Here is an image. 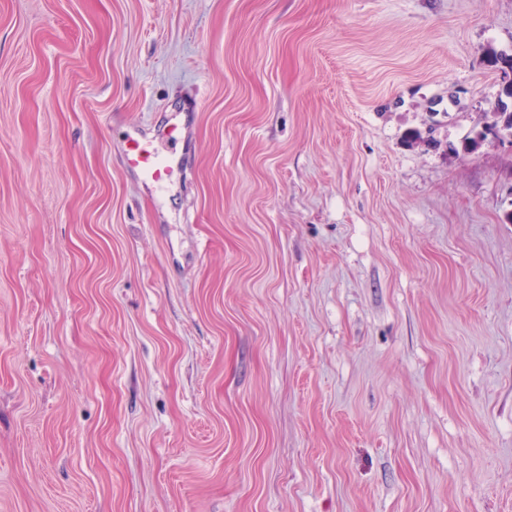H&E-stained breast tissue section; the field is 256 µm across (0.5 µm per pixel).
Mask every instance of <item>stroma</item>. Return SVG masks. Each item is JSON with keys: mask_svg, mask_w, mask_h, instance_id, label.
<instances>
[{"mask_svg": "<svg viewBox=\"0 0 512 512\" xmlns=\"http://www.w3.org/2000/svg\"><path fill=\"white\" fill-rule=\"evenodd\" d=\"M492 52L512 0H0V512H512ZM158 131L154 140L144 138L137 128L129 129L126 135L124 158L126 165L136 171L139 178L151 183L156 188L166 187L171 173L179 161L175 155L169 153L162 157L157 144H167L171 133Z\"/></svg>", "mask_w": 512, "mask_h": 512, "instance_id": "1", "label": "stroma"}]
</instances>
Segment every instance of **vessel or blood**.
Listing matches in <instances>:
<instances>
[{"label": "vessel or blood", "mask_w": 512, "mask_h": 512, "mask_svg": "<svg viewBox=\"0 0 512 512\" xmlns=\"http://www.w3.org/2000/svg\"><path fill=\"white\" fill-rule=\"evenodd\" d=\"M171 136L168 132H157L154 139L144 138L138 129H129L126 135L124 158L125 162L139 178L158 188L166 187L171 173L178 160L175 155L161 156L159 147L168 143Z\"/></svg>", "instance_id": "obj_1"}]
</instances>
